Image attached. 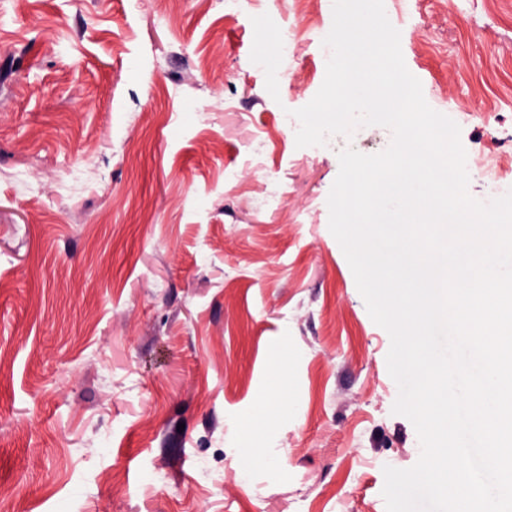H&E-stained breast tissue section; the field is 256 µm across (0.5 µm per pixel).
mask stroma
Here are the masks:
<instances>
[{"label":"stroma","instance_id":"1","mask_svg":"<svg viewBox=\"0 0 512 512\" xmlns=\"http://www.w3.org/2000/svg\"><path fill=\"white\" fill-rule=\"evenodd\" d=\"M384 5L467 156L512 153V0ZM332 21L333 0H0V512H386L384 466L420 445L327 199L339 152L392 134L300 148L291 115ZM259 442L275 461L244 466Z\"/></svg>","mask_w":512,"mask_h":512}]
</instances>
